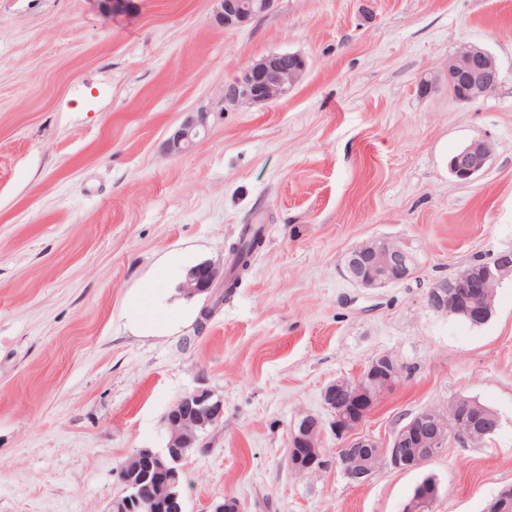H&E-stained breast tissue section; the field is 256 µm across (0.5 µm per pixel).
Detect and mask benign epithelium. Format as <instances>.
<instances>
[{
  "label": "benign epithelium",
  "instance_id": "1",
  "mask_svg": "<svg viewBox=\"0 0 512 512\" xmlns=\"http://www.w3.org/2000/svg\"><path fill=\"white\" fill-rule=\"evenodd\" d=\"M218 22L227 29L253 23L269 12L275 0H215ZM307 69V61L296 53H273L252 61L232 82L224 86V104L243 102L266 104L290 93ZM448 83L454 98L471 102L491 94L498 86L499 66L494 55L470 43L460 44L448 56ZM209 113H186L180 127L166 142V150L180 154L197 143L208 128ZM491 157L485 141H473L458 150L448 161L449 174L467 184L481 173ZM350 279L363 288H381L400 283L414 274L411 254L389 241L364 244L345 256ZM512 273V251L502 252L485 261L477 270L467 268L453 276L435 281L426 293L427 306L436 313L463 314L473 319H488L491 308L484 305L485 295ZM219 270L210 263L192 269L186 291L191 295L210 292L219 281ZM398 381L396 360L388 355L372 359L354 381L336 380L323 390V402L330 413L329 422L307 414L295 422L290 433L288 459L298 473L324 468L321 437L330 427L342 442L339 458L343 473L355 483L365 482L379 464L398 470H413L440 455L452 436L468 438L469 423L460 418L453 428L438 423L424 410L395 432L388 446L368 435L357 433L362 421L383 393ZM224 416V402L207 390H197L179 401L165 417L168 442L161 451L137 450L147 461L145 471L126 474L120 494L113 500L111 512H182L178 494L170 489L180 483L183 472L182 449L197 440V431L206 429ZM437 485L421 483L405 512H418V504H433Z\"/></svg>",
  "mask_w": 512,
  "mask_h": 512
}]
</instances>
